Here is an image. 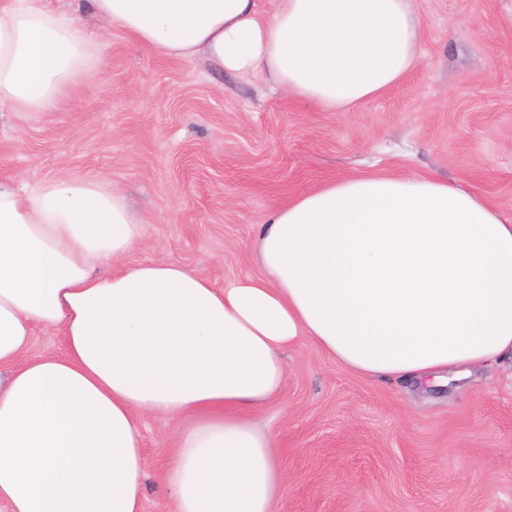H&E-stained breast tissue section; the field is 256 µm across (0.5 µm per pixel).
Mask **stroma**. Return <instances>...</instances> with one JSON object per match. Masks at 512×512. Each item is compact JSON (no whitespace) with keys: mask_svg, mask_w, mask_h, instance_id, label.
<instances>
[{"mask_svg":"<svg viewBox=\"0 0 512 512\" xmlns=\"http://www.w3.org/2000/svg\"><path fill=\"white\" fill-rule=\"evenodd\" d=\"M420 61L347 112L298 103L213 63L167 58L86 17L103 66L52 112H0V180L99 177L142 239L123 263L165 260L217 287L259 274L266 216L345 176L427 174L512 210V0H412ZM280 398L256 415L287 483L275 512H512V358L461 388L361 377L300 340ZM144 512L177 422L142 420Z\"/></svg>","mask_w":512,"mask_h":512,"instance_id":"1","label":"stroma"}]
</instances>
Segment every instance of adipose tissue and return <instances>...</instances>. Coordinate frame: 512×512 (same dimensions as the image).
<instances>
[{
    "mask_svg": "<svg viewBox=\"0 0 512 512\" xmlns=\"http://www.w3.org/2000/svg\"><path fill=\"white\" fill-rule=\"evenodd\" d=\"M90 12L170 58L206 55L299 103L348 111L420 59L411 0H0V109L49 112L102 64ZM95 178L0 182V501L143 512L144 416L180 421L172 512H274L275 437L255 414L300 339L371 380L431 387L512 354V214L458 182L345 176L275 210L260 274L217 288L162 260ZM59 354L30 355L36 332Z\"/></svg>",
    "mask_w": 512,
    "mask_h": 512,
    "instance_id": "1",
    "label": "adipose tissue"
}]
</instances>
